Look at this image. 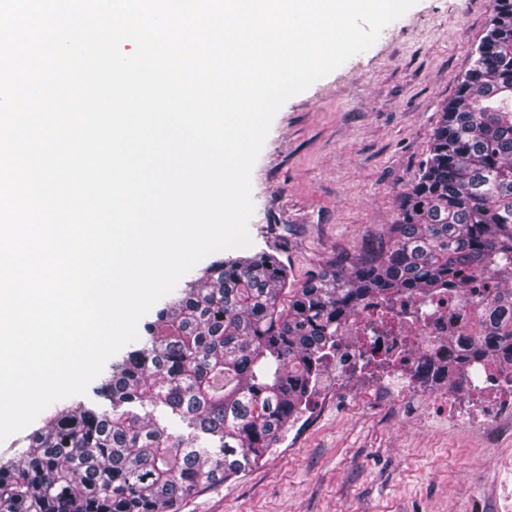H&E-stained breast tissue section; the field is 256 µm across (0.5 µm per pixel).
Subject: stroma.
<instances>
[{"label":"stroma","mask_w":512,"mask_h":512,"mask_svg":"<svg viewBox=\"0 0 512 512\" xmlns=\"http://www.w3.org/2000/svg\"><path fill=\"white\" fill-rule=\"evenodd\" d=\"M492 0H418L276 113L251 173L249 254L299 286L367 235L386 238L448 101L490 27ZM505 475L433 420L329 403L177 512H464Z\"/></svg>","instance_id":"1"}]
</instances>
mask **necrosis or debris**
Returning <instances> with one entry per match:
<instances>
[{"label":"necrosis or debris","instance_id":"1","mask_svg":"<svg viewBox=\"0 0 512 512\" xmlns=\"http://www.w3.org/2000/svg\"><path fill=\"white\" fill-rule=\"evenodd\" d=\"M479 308L468 300L421 302L402 294L392 304L365 300L336 332V357L315 402L330 393L350 399L351 409L391 404L414 416L437 415L449 429L478 437L482 451L497 456V434L512 431V350L477 354L465 328ZM373 348L381 369L362 366ZM458 387H449V379Z\"/></svg>","mask_w":512,"mask_h":512}]
</instances>
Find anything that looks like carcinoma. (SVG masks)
Wrapping results in <instances>:
<instances>
[{
    "mask_svg": "<svg viewBox=\"0 0 512 512\" xmlns=\"http://www.w3.org/2000/svg\"><path fill=\"white\" fill-rule=\"evenodd\" d=\"M492 11L388 241L295 288L273 254L202 268L100 380L112 410L57 407L0 465V512H175L273 447L368 298L491 288L466 332L512 345V0Z\"/></svg>",
    "mask_w": 512,
    "mask_h": 512,
    "instance_id": "1",
    "label": "carcinoma"
}]
</instances>
